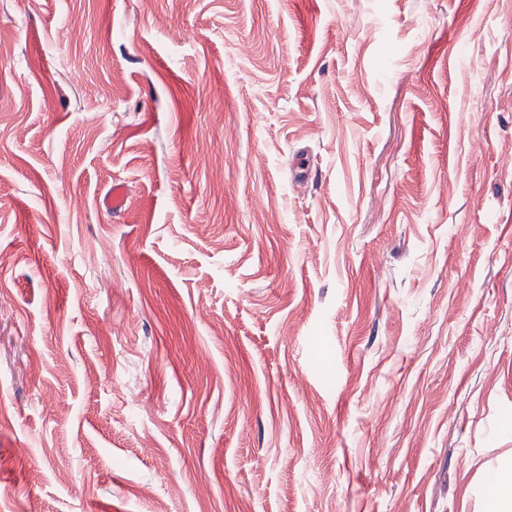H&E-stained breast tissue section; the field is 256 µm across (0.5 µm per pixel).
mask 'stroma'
Masks as SVG:
<instances>
[{"instance_id":"1","label":"stroma","mask_w":512,"mask_h":512,"mask_svg":"<svg viewBox=\"0 0 512 512\" xmlns=\"http://www.w3.org/2000/svg\"><path fill=\"white\" fill-rule=\"evenodd\" d=\"M0 403V512H482L512 0H0Z\"/></svg>"}]
</instances>
